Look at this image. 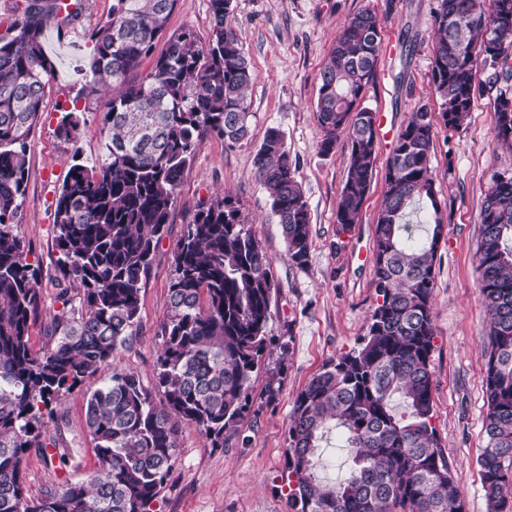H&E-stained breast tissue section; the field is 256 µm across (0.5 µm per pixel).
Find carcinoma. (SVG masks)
Here are the masks:
<instances>
[{
	"mask_svg": "<svg viewBox=\"0 0 512 512\" xmlns=\"http://www.w3.org/2000/svg\"><path fill=\"white\" fill-rule=\"evenodd\" d=\"M177 0H112L93 30L88 85L114 89L102 117L101 164L76 163L55 197L61 310L36 351L39 269L15 233L27 186L29 137L55 67L42 42L55 7L32 0L0 36V512H151L167 485L179 426L191 422L214 448L237 430L266 350L271 259L226 195L199 209L174 251L169 313L161 326L156 401L132 373L90 394L85 423L98 467L86 479L41 497L27 494L23 463L57 438L39 427L61 398L112 359L140 330L141 282L166 232L184 169L208 136L228 146L249 133L254 73L231 27L232 0H209L211 31L170 35L149 72L128 75L151 55ZM431 84L440 123L463 126L480 88L498 86L495 139L512 146V0H437ZM381 24L353 14L319 73L320 150L341 137L350 148L336 205V235L359 223L375 174L377 115L364 106L375 83ZM488 69L478 79V63ZM80 118L57 128L70 140ZM435 124L417 106L385 164L375 224L376 305L358 347L323 365L289 416L284 472L290 512H464L460 490L432 425L431 356L435 267L445 215L430 162ZM257 179L288 246L303 268L312 245L310 213L282 133L271 128L253 158ZM426 211L416 233L409 210ZM489 317L483 384L486 446L478 458L489 512H512V175L494 173L483 201L476 251ZM335 431L350 461L344 478L321 481L315 457Z\"/></svg>",
	"mask_w": 512,
	"mask_h": 512,
	"instance_id": "1",
	"label": "carcinoma"
}]
</instances>
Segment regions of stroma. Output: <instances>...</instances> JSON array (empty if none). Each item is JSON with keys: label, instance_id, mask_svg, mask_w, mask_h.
Masks as SVG:
<instances>
[{"label": "stroma", "instance_id": "stroma-1", "mask_svg": "<svg viewBox=\"0 0 512 512\" xmlns=\"http://www.w3.org/2000/svg\"><path fill=\"white\" fill-rule=\"evenodd\" d=\"M68 24L48 25L44 46L56 64L41 117L31 138L29 176L17 234L28 260L42 271L40 317L31 329L34 349L48 342L44 327L58 310V273L51 204L71 167L102 160L100 117L107 97L90 91L92 58L88 33L112 14V0H75ZM436 0H233L231 25L255 78L248 101V140L227 146L208 137L185 169L167 231L141 283L140 332L118 348L109 366L87 376L63 399L59 421L44 435L61 432L52 462L38 449L24 461L31 496L84 479L97 464L84 417L88 396L108 383L113 369L134 373L154 389L162 348L160 325L169 307L173 251L194 214L221 195L238 201L245 224L272 260L276 288L270 303L267 349L252 381L253 403L224 445L211 447L194 424H182L176 463L154 512H288L282 482L289 415L297 395L328 360L355 348L376 302L373 236L385 192L384 171L391 144L415 106L438 110L431 88L432 9ZM372 9L382 25L378 75L364 99L378 114L375 175L358 224L336 233V200L347 177L349 146L339 141L321 153L315 105L320 70L343 24ZM192 29L208 40L209 0H177L167 31ZM493 92L477 94L462 128L436 125L431 172L446 206L444 238L436 259L431 357L433 424L462 491L466 512H488L478 457L486 445L483 386L488 317L480 293L476 250L481 206L493 173L512 174V147L496 144ZM80 114L73 140L56 130L69 111ZM283 133L310 213L312 247L306 267L292 266L287 244L270 209L267 192L253 173V157L269 128Z\"/></svg>", "mask_w": 512, "mask_h": 512}]
</instances>
